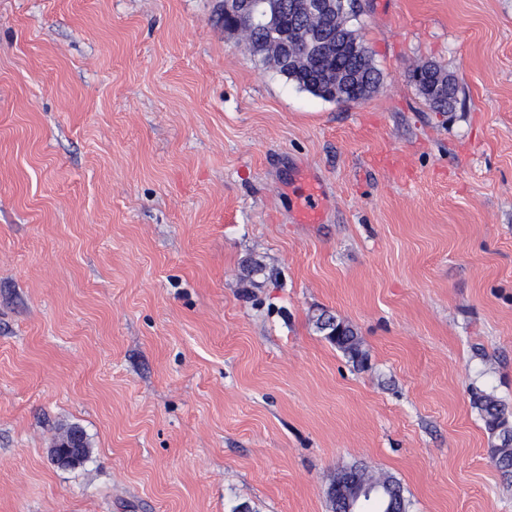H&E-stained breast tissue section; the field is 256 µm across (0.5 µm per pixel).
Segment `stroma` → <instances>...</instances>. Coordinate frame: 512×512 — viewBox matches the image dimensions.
Wrapping results in <instances>:
<instances>
[{"label": "stroma", "instance_id": "1", "mask_svg": "<svg viewBox=\"0 0 512 512\" xmlns=\"http://www.w3.org/2000/svg\"><path fill=\"white\" fill-rule=\"evenodd\" d=\"M223 3L0 0V512H329L353 465L512 512L474 405H512V0H360L383 81L340 103ZM429 64L435 65L430 74L428 85L421 86L420 92L428 107L434 112H452L457 104L458 87L456 82L448 72L434 62L424 65L426 68ZM448 81L451 85L448 86ZM432 98H438L440 103L437 105L431 102ZM322 198L319 197L317 187L311 184L309 193L304 199L300 209L301 220L305 224L319 222L321 214ZM316 326L345 356L352 361L363 362L365 356L363 342L352 326L337 317L326 316V314L318 317ZM337 326L340 328V331L337 335L333 336L331 333ZM79 429L81 430L82 435L85 439L86 455L83 458V461L80 452V448H82L81 437L80 434L75 431L71 432L70 435L66 437L63 442L59 443L58 445L55 446V448L51 449V454L55 461H57L60 464L77 465L79 462H84L89 457L90 446L86 434L83 431V429Z\"/></svg>", "mask_w": 512, "mask_h": 512}]
</instances>
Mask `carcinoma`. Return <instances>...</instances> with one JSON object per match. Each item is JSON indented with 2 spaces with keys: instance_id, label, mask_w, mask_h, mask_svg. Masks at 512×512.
Here are the masks:
<instances>
[{
  "instance_id": "carcinoma-1",
  "label": "carcinoma",
  "mask_w": 512,
  "mask_h": 512,
  "mask_svg": "<svg viewBox=\"0 0 512 512\" xmlns=\"http://www.w3.org/2000/svg\"><path fill=\"white\" fill-rule=\"evenodd\" d=\"M283 3L282 24L291 29L288 42H283L268 31H255L248 38L251 54L263 64L280 58L282 62L273 67L279 75L297 87L328 101H347L351 98L365 99L380 85L383 75L356 33L350 27L357 14V0H331L328 13L322 22L295 8L298 0H281ZM339 35L344 51L329 55L323 66L316 67L314 57L303 51L307 42H314L323 31ZM422 97L434 112H451L457 104L458 87L448 72L437 65L430 74L427 85L420 88ZM318 330L336 345L345 356L355 362H363V342L355 329L344 321L320 315L316 321ZM485 428L496 435L500 444L493 448V461L500 470L512 472V411L491 394H484L475 402ZM362 473L363 485H385L395 504V512H406V503L400 483L393 477L367 466L349 467ZM331 512H341L344 495L336 490V476H331L326 489Z\"/></svg>"
}]
</instances>
